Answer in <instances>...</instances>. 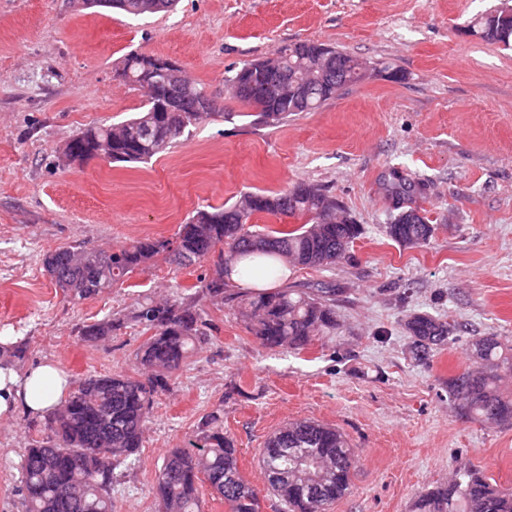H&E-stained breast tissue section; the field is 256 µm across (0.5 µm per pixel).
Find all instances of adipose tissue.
I'll list each match as a JSON object with an SVG mask.
<instances>
[{
    "mask_svg": "<svg viewBox=\"0 0 512 512\" xmlns=\"http://www.w3.org/2000/svg\"><path fill=\"white\" fill-rule=\"evenodd\" d=\"M69 391V377L48 362L25 371L0 357V417L22 411L44 417Z\"/></svg>",
    "mask_w": 512,
    "mask_h": 512,
    "instance_id": "ef3b65f1",
    "label": "adipose tissue"
}]
</instances>
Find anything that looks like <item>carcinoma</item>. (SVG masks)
<instances>
[{"instance_id": "carcinoma-1", "label": "carcinoma", "mask_w": 512, "mask_h": 512, "mask_svg": "<svg viewBox=\"0 0 512 512\" xmlns=\"http://www.w3.org/2000/svg\"><path fill=\"white\" fill-rule=\"evenodd\" d=\"M91 4L141 16L139 0H91ZM467 32L512 46L502 39L487 13ZM360 59L323 43L303 41L276 55L249 63L233 75L236 97L253 107L257 121L275 124L290 115L314 112L345 86L358 82ZM115 77L147 90L145 109L119 124L89 125L73 138L89 158L99 152L111 162H144L164 152L186 129L211 116L199 111L203 88L187 79L174 61L137 52L128 54ZM271 80L281 92L268 96ZM389 222L386 235L402 246L423 247L433 237L426 216L409 224L403 214L415 209L426 183L394 168L386 179ZM286 215L306 219L291 230H269L250 223L253 216ZM359 225L336 197L317 184L299 182L275 193L244 192L224 207L199 209L172 238H144L117 250L79 244L44 254L43 267L64 296L80 302L114 287L134 270L161 257L179 267L217 256L210 275L192 292L162 300L146 297L126 317L85 325L87 342L101 341L130 320L148 338L137 349L133 373L90 374L74 382L68 396L48 415L44 436L33 438L20 461L24 512H114L112 485L118 469L139 461L145 426L154 399L170 389L188 355L207 337L205 302H234L233 313L268 350H299L316 336L336 329V289L286 284L288 264L324 269L344 260ZM283 285L254 297L235 290L230 274L242 262ZM411 359L430 363L454 339L457 326L415 312L404 323ZM470 366L448 377V398L472 422L512 425V394L501 386L502 371H512V345L495 333L473 336ZM239 449L224 434L219 412L208 414L200 432L169 450L152 493L157 512H200L198 484L206 481L224 499L228 512H261L260 497L239 471ZM358 454L338 429L313 420L283 424L264 442L260 466L267 488L283 512H330L352 491ZM414 512H512V486L488 482L483 472L461 465L444 485L416 495Z\"/></svg>"}]
</instances>
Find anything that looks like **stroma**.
Wrapping results in <instances>:
<instances>
[{
	"instance_id": "35a3bbf8",
	"label": "stroma",
	"mask_w": 512,
	"mask_h": 512,
	"mask_svg": "<svg viewBox=\"0 0 512 512\" xmlns=\"http://www.w3.org/2000/svg\"><path fill=\"white\" fill-rule=\"evenodd\" d=\"M507 4L178 0L173 11L132 17L83 0H0V333L24 343L19 369L52 361L73 380L129 371L141 327L97 344L82 327L142 297L184 291L213 269L160 259L74 303L44 271L46 252L169 238L198 208L301 181L325 187L361 228L341 263L290 273L335 286L333 337L268 351L230 308H209L210 339L156 398L140 461L113 485L115 512H157L151 486L164 455L216 409L241 450L242 476L260 490L259 457L279 426L309 419L343 432L359 462L351 494L331 512H412L418 491L463 463L512 485V426L460 418L447 386L469 364L471 336L512 338V48L463 32ZM302 41L371 70L318 111L256 123L227 78ZM132 51L177 62L221 115L146 164L65 163L64 145L85 125L142 111L144 93L114 77ZM386 63L403 80L389 79ZM393 167L429 182L420 201L435 226L427 246L385 234L382 183ZM414 312L463 326L427 366L408 355L404 322ZM43 431V420L22 412L0 418V512H21L18 464Z\"/></svg>"
}]
</instances>
